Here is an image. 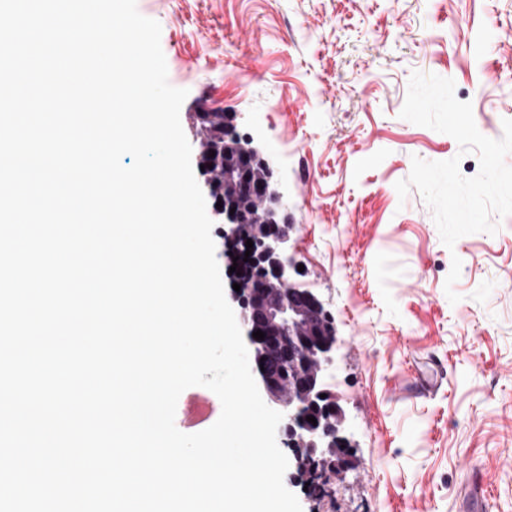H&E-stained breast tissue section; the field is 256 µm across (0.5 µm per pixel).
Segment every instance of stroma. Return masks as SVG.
Segmentation results:
<instances>
[{
    "instance_id": "stroma-1",
    "label": "stroma",
    "mask_w": 512,
    "mask_h": 512,
    "mask_svg": "<svg viewBox=\"0 0 512 512\" xmlns=\"http://www.w3.org/2000/svg\"><path fill=\"white\" fill-rule=\"evenodd\" d=\"M161 25L168 80L188 95L198 147L204 104L235 116L288 200L294 285L318 293L342 343L329 381L353 462L302 512H512V216L495 234L441 241L413 157L475 154L401 118L413 72L452 78L478 130L512 119V0H137ZM462 262L450 303L445 280ZM222 411L211 390L180 395L192 434Z\"/></svg>"
}]
</instances>
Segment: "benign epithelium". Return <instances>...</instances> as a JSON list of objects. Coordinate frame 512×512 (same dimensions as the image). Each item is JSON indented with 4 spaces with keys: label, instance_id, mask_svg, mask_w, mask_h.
Listing matches in <instances>:
<instances>
[{
    "label": "benign epithelium",
    "instance_id": "1",
    "mask_svg": "<svg viewBox=\"0 0 512 512\" xmlns=\"http://www.w3.org/2000/svg\"><path fill=\"white\" fill-rule=\"evenodd\" d=\"M245 187L263 203L274 194L280 209L288 212V199L272 183L247 182ZM224 205V241L244 262L246 241L237 234V215L230 214L234 205L222 197ZM295 230L288 218L264 221L263 242L275 256L273 281L282 296L269 295L266 280H252L243 292L249 304L243 305L240 293L232 291L238 304L239 320L246 335L250 367L258 388L274 408L283 414L280 432L294 449V463L306 483L326 480L327 473H340L348 463L347 418L337 400L322 397L323 381L332 370L340 339L331 328L323 302L306 289H291L289 271L295 269L293 257L286 254V245ZM260 330L264 339L253 337ZM316 410L313 424L307 421L310 410Z\"/></svg>",
    "mask_w": 512,
    "mask_h": 512
}]
</instances>
